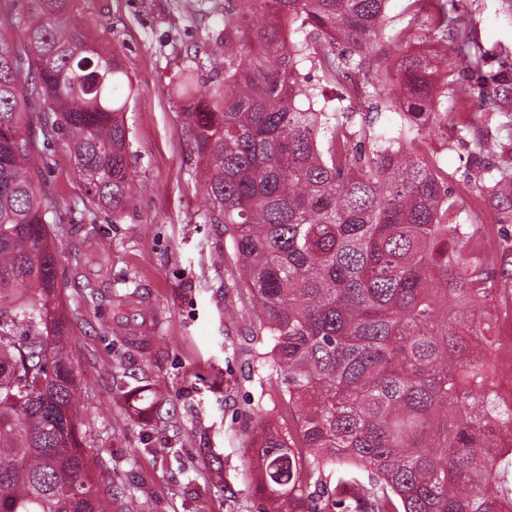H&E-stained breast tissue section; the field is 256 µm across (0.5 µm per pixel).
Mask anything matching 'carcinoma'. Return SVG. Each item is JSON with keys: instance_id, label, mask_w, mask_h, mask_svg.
<instances>
[{"instance_id": "cac0c4a2", "label": "carcinoma", "mask_w": 512, "mask_h": 512, "mask_svg": "<svg viewBox=\"0 0 512 512\" xmlns=\"http://www.w3.org/2000/svg\"><path fill=\"white\" fill-rule=\"evenodd\" d=\"M259 2L273 18L256 24L245 8L205 33L177 93L202 216L230 239L292 418L258 446L265 512H512V452H486L512 406L473 344L496 348L490 303L512 294V244L498 267L471 248L483 225L454 219L448 173L421 145L427 124H448L434 95L448 57L403 46L414 25L431 30L484 75L493 105L512 99V54L486 49L448 0H408L413 22L400 29L389 0ZM304 63L375 110L404 102L403 126L314 108L323 87ZM127 82L79 0H0V512L116 504L79 438L58 300L51 225L84 215L58 208L42 172L60 131L92 200L115 216L130 206ZM475 192L511 224L512 155Z\"/></svg>"}]
</instances>
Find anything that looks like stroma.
Returning <instances> with one entry per match:
<instances>
[{
    "instance_id": "1",
    "label": "stroma",
    "mask_w": 512,
    "mask_h": 512,
    "mask_svg": "<svg viewBox=\"0 0 512 512\" xmlns=\"http://www.w3.org/2000/svg\"><path fill=\"white\" fill-rule=\"evenodd\" d=\"M494 52L512 53V19L497 0H456ZM225 0H82L95 35L123 62L133 92L130 128L137 190L120 217L93 209L63 142L43 179L60 209L87 210L82 224L54 225L57 277L76 348L85 407L81 430L93 467L109 470L124 503L152 512H264L249 450L281 419L272 342L259 334L223 227L201 216V167L174 84L205 31L224 27ZM475 118L486 151L462 140ZM512 137V117L479 97L448 102L447 128L423 143L449 175L478 178ZM149 301L148 316L119 315V296ZM135 324L150 346H129Z\"/></svg>"
}]
</instances>
